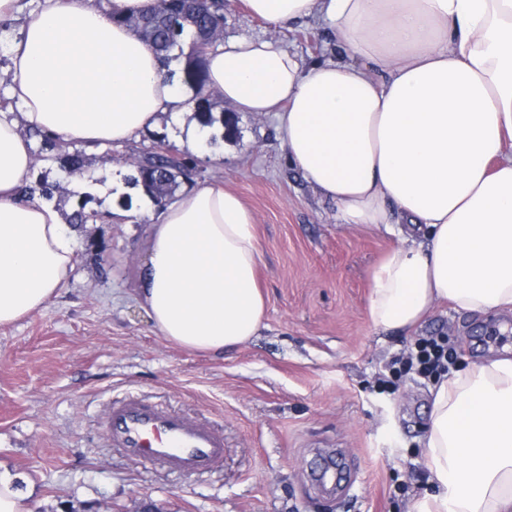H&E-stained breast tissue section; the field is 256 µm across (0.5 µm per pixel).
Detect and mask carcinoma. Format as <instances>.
Returning a JSON list of instances; mask_svg holds the SVG:
<instances>
[{
	"label": "carcinoma",
	"instance_id": "carcinoma-1",
	"mask_svg": "<svg viewBox=\"0 0 512 512\" xmlns=\"http://www.w3.org/2000/svg\"><path fill=\"white\" fill-rule=\"evenodd\" d=\"M133 31L143 37L156 53L170 58V52L179 49L183 59L179 81L194 91V115L203 128L220 123L222 138L235 139L239 133L238 114L214 112L215 103L207 86L206 56L209 51L224 44V0H159L158 8L150 14L127 19ZM191 33L189 51L183 49L185 33ZM43 146L57 151V159L65 171L74 175L86 172V163L79 153L67 150V143L58 137L38 133ZM131 174L124 176L127 184L145 189L149 199L160 205L174 196L181 185L180 178L189 176L191 161L178 159L162 151V145L151 148L132 164ZM57 183L41 181L37 186L25 184L20 188L23 197L36 193L51 199L61 192ZM91 196L79 197L77 208L67 216V223L83 226L94 223L99 213L87 208Z\"/></svg>",
	"mask_w": 512,
	"mask_h": 512
}]
</instances>
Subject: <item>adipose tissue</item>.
<instances>
[{
	"instance_id": "1",
	"label": "adipose tissue",
	"mask_w": 512,
	"mask_h": 512,
	"mask_svg": "<svg viewBox=\"0 0 512 512\" xmlns=\"http://www.w3.org/2000/svg\"><path fill=\"white\" fill-rule=\"evenodd\" d=\"M270 28L334 26L344 51L310 64L273 38L207 57L208 86L272 114L293 166L341 223H403L375 268L369 312L415 328L439 302L512 311V0H245ZM158 0H0L11 46L0 110V327L45 307L74 267L75 230L54 201L22 199L34 158L22 128L123 143L180 121L185 92L125 18ZM255 217L205 182L155 218L137 301L160 335L221 355L257 336L265 300ZM424 448L433 493L410 512H512V357L473 363L431 390Z\"/></svg>"
}]
</instances>
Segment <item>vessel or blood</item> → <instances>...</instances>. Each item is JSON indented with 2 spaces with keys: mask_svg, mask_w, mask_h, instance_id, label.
Here are the masks:
<instances>
[{
  "mask_svg": "<svg viewBox=\"0 0 512 512\" xmlns=\"http://www.w3.org/2000/svg\"><path fill=\"white\" fill-rule=\"evenodd\" d=\"M104 431L112 447L173 472L202 474L224 462V437L213 426L136 397L113 402Z\"/></svg>",
  "mask_w": 512,
  "mask_h": 512,
  "instance_id": "obj_1",
  "label": "vessel or blood"
}]
</instances>
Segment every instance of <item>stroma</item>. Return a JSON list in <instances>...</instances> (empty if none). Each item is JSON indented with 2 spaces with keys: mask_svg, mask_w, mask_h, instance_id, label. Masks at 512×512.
I'll return each mask as SVG.
<instances>
[{
  "mask_svg": "<svg viewBox=\"0 0 512 512\" xmlns=\"http://www.w3.org/2000/svg\"><path fill=\"white\" fill-rule=\"evenodd\" d=\"M275 36L303 63L330 55L336 31L297 23L271 31L224 0V37ZM240 137L194 152L186 186L216 181L255 215L266 301L258 335L224 356L167 342L136 300L156 205L112 216V182L156 138L80 145L99 179L96 223L76 236L74 269L47 306L0 327V468L26 476L31 512H408L430 492L424 442L430 380H376L416 336L457 343L456 366L512 352V312L435 305L415 329L376 328L371 272L398 246L382 228L341 223L288 162L273 116L239 115ZM138 394L224 431V466L205 476L159 473L109 448L112 399ZM343 451L348 477L324 495L312 479Z\"/></svg>",
  "mask_w": 512,
  "mask_h": 512,
  "instance_id": "1",
  "label": "stroma"
}]
</instances>
